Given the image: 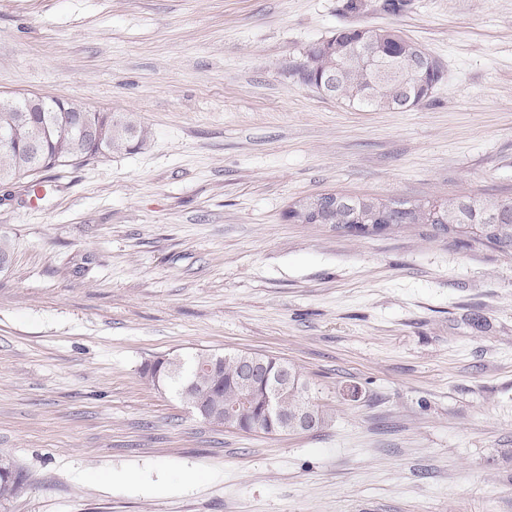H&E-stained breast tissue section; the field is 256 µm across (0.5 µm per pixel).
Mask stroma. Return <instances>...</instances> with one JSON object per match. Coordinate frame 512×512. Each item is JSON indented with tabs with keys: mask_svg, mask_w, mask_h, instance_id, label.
<instances>
[{
	"mask_svg": "<svg viewBox=\"0 0 512 512\" xmlns=\"http://www.w3.org/2000/svg\"><path fill=\"white\" fill-rule=\"evenodd\" d=\"M363 26L441 65L422 104L304 82ZM22 94L149 136L0 188V454L29 482L0 512H512V258L283 217L327 190L512 202V0H0ZM200 351L294 364L331 420L218 428L141 374Z\"/></svg>",
	"mask_w": 512,
	"mask_h": 512,
	"instance_id": "1",
	"label": "stroma"
}]
</instances>
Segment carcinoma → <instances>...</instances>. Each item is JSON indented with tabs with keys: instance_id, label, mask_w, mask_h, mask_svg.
<instances>
[{
	"instance_id": "1",
	"label": "carcinoma",
	"mask_w": 512,
	"mask_h": 512,
	"mask_svg": "<svg viewBox=\"0 0 512 512\" xmlns=\"http://www.w3.org/2000/svg\"><path fill=\"white\" fill-rule=\"evenodd\" d=\"M415 43L394 28L338 29L311 45L301 74L315 87L335 76L332 95L352 107L371 110H409L427 98V86L442 78L441 69L419 65ZM48 111L27 113L28 126L20 136L8 130L7 118L0 116V176L17 182L42 171L84 163L90 159L130 153L140 148L148 129L134 112H90L99 126L95 140L78 136L73 126L76 111L85 106L74 101L46 98ZM432 202L364 198L344 194L332 212H314L302 200L289 205L284 218L297 224H330L338 231L359 236L383 233L399 224H423V213ZM448 218L443 226L448 238L460 243H480L512 256V206L500 208L498 201L481 197H457L441 203ZM236 356L198 352L185 358L158 357L142 368V374L157 385L170 386L179 395L185 390L204 395L219 408L241 406L242 388L237 379ZM321 424L330 415L309 396L308 382L293 365H288V386L282 393L283 406L293 409L301 400ZM263 421V433L282 434L278 417L264 414L263 389L252 390L247 408L232 427L252 431L256 419ZM26 478L15 462L0 456V505L17 497Z\"/></svg>"
}]
</instances>
